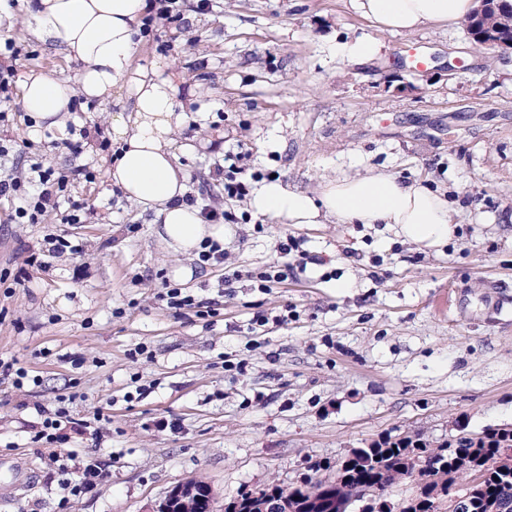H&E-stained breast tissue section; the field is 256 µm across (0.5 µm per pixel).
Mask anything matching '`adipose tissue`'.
<instances>
[{"label":"adipose tissue","mask_w":512,"mask_h":512,"mask_svg":"<svg viewBox=\"0 0 512 512\" xmlns=\"http://www.w3.org/2000/svg\"><path fill=\"white\" fill-rule=\"evenodd\" d=\"M382 30L413 33L435 22L457 24L475 0H352ZM39 40L82 64L76 82L36 72L20 83L26 112L37 126L65 132L76 96L107 102L126 91L130 106L112 117L119 152L106 170L110 184L144 211L155 213V235L176 256L195 257L204 240L225 238L185 200L187 177L178 162L176 134L188 121L180 87L162 67H135L136 37L150 13L148 0H26ZM250 208L285 224H390L409 242L436 247L447 241L455 211L446 195L419 180L377 168L354 176L322 177L315 189L259 183Z\"/></svg>","instance_id":"ef3b65f1"}]
</instances>
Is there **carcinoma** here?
Masks as SVG:
<instances>
[{
	"mask_svg": "<svg viewBox=\"0 0 512 512\" xmlns=\"http://www.w3.org/2000/svg\"><path fill=\"white\" fill-rule=\"evenodd\" d=\"M460 426L459 436L436 447L418 436L386 435L371 443L369 448H354L337 464L341 468L344 485L366 489L379 488L383 498L391 503L416 501L409 512H441L427 492L414 494L420 478L405 469L408 454L417 453L432 465L430 474L436 475L455 470L461 459H470L482 468V481L471 490L464 512H486L485 502L495 498L508 506L512 512V464L502 462V457L512 454V425L485 428L478 433L467 431L464 420L456 421ZM322 482L307 480L288 487L275 485L253 497L242 492L224 504V512H261L265 497L278 496L298 505L303 510L309 493L318 489Z\"/></svg>",
	"mask_w": 512,
	"mask_h": 512,
	"instance_id": "cac0c4a2",
	"label": "carcinoma"
}]
</instances>
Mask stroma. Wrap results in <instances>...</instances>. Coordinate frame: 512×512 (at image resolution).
<instances>
[{
	"instance_id": "obj_1",
	"label": "stroma",
	"mask_w": 512,
	"mask_h": 512,
	"mask_svg": "<svg viewBox=\"0 0 512 512\" xmlns=\"http://www.w3.org/2000/svg\"><path fill=\"white\" fill-rule=\"evenodd\" d=\"M182 21L143 37L135 66L162 65L181 80L189 121L177 136L188 193L242 216L224 261L195 265L186 292L216 314L199 318L159 298L174 264L139 212L109 189L117 103L79 104L74 133L29 136L21 97L1 134L16 176L30 154L68 172L82 221L52 214L11 224L0 205V361L30 377L0 375V512H151L191 479L211 489L213 512L242 491L322 477L348 449L381 436L446 442L456 420L470 429L512 424V52L473 50L464 26L411 34L377 29L351 0H176ZM16 77L41 71L75 79L69 60L31 34L11 32ZM381 45L358 64L338 41ZM414 47L426 59L413 67ZM463 66L455 77L447 67ZM196 97H187L188 88ZM88 137H80V129ZM281 139L270 148L267 132ZM243 152L240 181L277 175L308 189L358 164L426 179L456 211L441 247L426 249L384 224H279L228 199L215 177L228 152ZM80 244L45 253L47 235ZM306 257L283 256V236ZM289 265L269 291L248 275ZM242 277L225 284V275ZM348 289H338L339 281ZM292 310L283 326L250 331L253 315ZM149 354L131 359L137 345ZM147 391L129 401L132 377ZM66 400L91 420L71 448L94 453L107 476L94 492L59 507L57 465L32 443L40 409ZM110 405L111 420L93 422ZM158 419L168 429L155 428Z\"/></svg>"
}]
</instances>
